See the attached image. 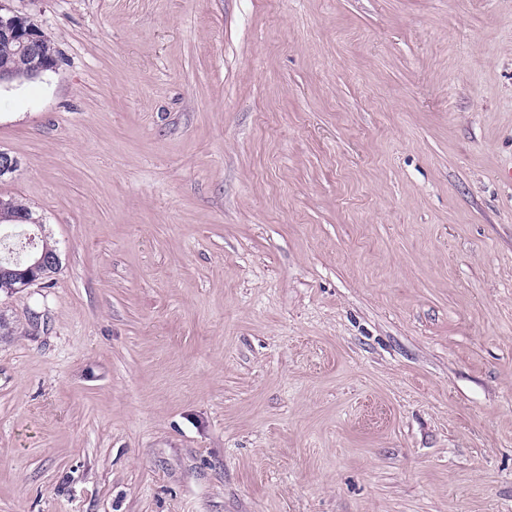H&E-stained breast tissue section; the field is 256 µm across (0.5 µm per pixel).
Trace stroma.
<instances>
[{
  "mask_svg": "<svg viewBox=\"0 0 512 512\" xmlns=\"http://www.w3.org/2000/svg\"><path fill=\"white\" fill-rule=\"evenodd\" d=\"M0 512H512V0H10ZM0 25L11 31L16 37L23 50L31 51L32 54L39 52V46L47 54L56 56L51 41L42 33L41 29L25 15H21L11 9L5 1L0 2ZM19 45L6 35H0V66L6 68L10 74V83L21 77L33 78V71L37 59L34 56L23 52ZM8 72L0 71V82L6 80ZM5 199L7 200H3V205L0 204V223L32 224L30 220L33 214L27 205L17 198L8 197ZM36 250V248H35ZM31 251L27 259L18 260L11 259L10 257H4L0 255V292H4L8 294L13 291L10 284L12 283V279L14 278V271H23L26 268V260L31 264L27 268V270L39 271L41 276L43 275V270L48 271L49 268L56 269L59 265V256L56 254L54 257H49L45 252L39 253Z\"/></svg>",
  "mask_w": 512,
  "mask_h": 512,
  "instance_id": "35a3bbf8",
  "label": "stroma"
}]
</instances>
